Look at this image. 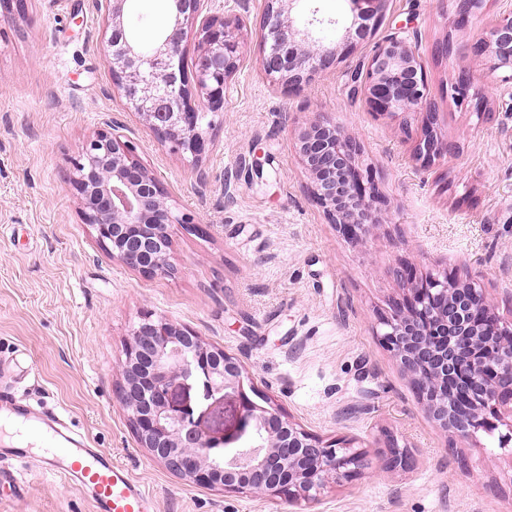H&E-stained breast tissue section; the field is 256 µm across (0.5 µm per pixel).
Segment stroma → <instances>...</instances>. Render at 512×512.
Masks as SVG:
<instances>
[{
  "mask_svg": "<svg viewBox=\"0 0 512 512\" xmlns=\"http://www.w3.org/2000/svg\"><path fill=\"white\" fill-rule=\"evenodd\" d=\"M454 0H388L371 39L296 91L262 71L258 27L266 0H205L203 12L240 27L242 59L202 160L170 151L130 110L102 51L109 0H26L0 17V371L17 398L59 410L90 447L111 453L156 499V512H294L281 498L226 493L168 472L140 448L118 397L125 349L145 314L196 331L238 357L258 405L326 440L353 439L371 474L331 483L311 512H512V420L496 435L452 436L429 416L379 337L380 320L416 277L471 279L512 323V84L477 53L486 25L512 13L487 0L457 24ZM326 18L314 39L336 43L349 0H298L297 26ZM167 0H128L124 21L152 44ZM404 30L424 64L428 107L452 153L415 157L426 112L379 116L351 97V71L375 43ZM451 43L450 57L438 55ZM466 74L480 105L449 88ZM322 113L359 140L381 195L379 222L351 240L314 201L297 152L303 123ZM137 147L177 213L171 276L145 277L113 259L83 224L70 184L84 142L111 123ZM202 232H195V225ZM206 434L238 447L236 393L205 398L175 386ZM414 467L387 468L389 442ZM27 479L13 487L7 474ZM0 512H92L85 494L43 475L36 458L0 462Z\"/></svg>",
  "mask_w": 512,
  "mask_h": 512,
  "instance_id": "1",
  "label": "stroma"
}]
</instances>
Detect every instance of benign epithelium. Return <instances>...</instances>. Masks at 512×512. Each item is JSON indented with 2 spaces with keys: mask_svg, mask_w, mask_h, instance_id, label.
Here are the masks:
<instances>
[{
  "mask_svg": "<svg viewBox=\"0 0 512 512\" xmlns=\"http://www.w3.org/2000/svg\"><path fill=\"white\" fill-rule=\"evenodd\" d=\"M127 0H112L104 51L117 90L147 124L157 142L198 160L208 150L200 108L224 111V89L241 63L233 21L201 15L202 0H169L170 22L148 49L124 23ZM298 0H267L260 21L262 69L267 78L295 90L336 66L381 22L387 0H352V19L340 43L313 39L312 30L295 25ZM484 0H457L455 13L467 19L481 12ZM198 26L201 46L192 72L181 58L188 29ZM489 70L512 83V14L496 21L478 42ZM352 92L378 115L399 116L422 109L427 99L424 67L408 38L395 32L374 46L367 66L351 76ZM429 113L416 152L442 150ZM120 126L98 132L82 148L70 177L83 223L91 226L112 258L146 277L171 271L172 227L191 224L167 203L159 180L140 160L136 147L122 139ZM300 160L312 193L331 223L351 236L378 223V192L370 170L359 167L360 146L328 120H309L298 133ZM511 336L495 304L474 282L448 275L416 282L404 303L381 321V341L413 380L429 375L420 394L432 418L459 437L489 426L486 412L512 415V347L480 357L492 339ZM120 398L130 413L139 446L172 474L228 493L283 497L291 505L312 507L331 481L366 474L364 452L350 440L329 442L286 418L274 406L256 405L243 391L245 368L222 348L206 344L193 329L147 314L133 333L122 367ZM198 373L209 395L239 392L251 428L246 445L227 456L200 429L187 404L177 405L171 389Z\"/></svg>",
  "mask_w": 512,
  "mask_h": 512,
  "instance_id": "1",
  "label": "benign epithelium"
}]
</instances>
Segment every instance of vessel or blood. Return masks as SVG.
Segmentation results:
<instances>
[{"instance_id":"obj_1","label":"vessel or blood","mask_w":512,"mask_h":512,"mask_svg":"<svg viewBox=\"0 0 512 512\" xmlns=\"http://www.w3.org/2000/svg\"><path fill=\"white\" fill-rule=\"evenodd\" d=\"M0 410L8 423L22 435V446L0 452L4 458L25 459L31 445L42 450L45 473L64 478L81 487L93 506V512H155V500L146 487L111 454L89 447L77 437L57 413H37L14 397L9 385L0 381Z\"/></svg>"}]
</instances>
